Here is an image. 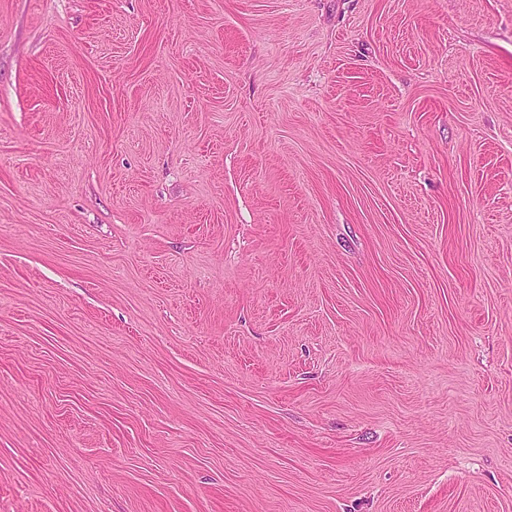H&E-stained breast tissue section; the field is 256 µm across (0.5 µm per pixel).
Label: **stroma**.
Segmentation results:
<instances>
[{"label": "stroma", "mask_w": 512, "mask_h": 512, "mask_svg": "<svg viewBox=\"0 0 512 512\" xmlns=\"http://www.w3.org/2000/svg\"><path fill=\"white\" fill-rule=\"evenodd\" d=\"M0 512H512V0H0Z\"/></svg>", "instance_id": "obj_1"}]
</instances>
